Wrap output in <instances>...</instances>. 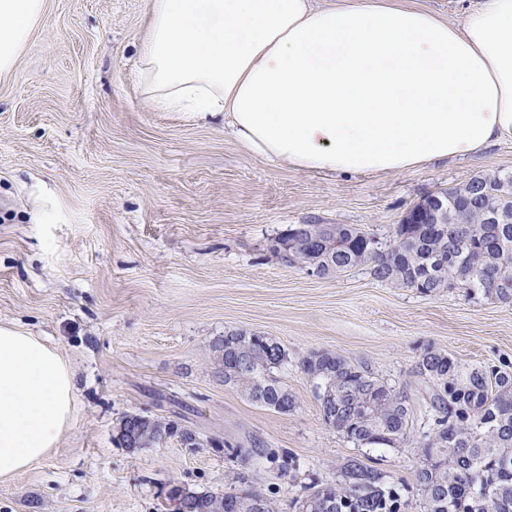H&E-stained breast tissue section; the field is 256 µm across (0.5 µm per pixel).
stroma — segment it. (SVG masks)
<instances>
[{
    "label": "stroma",
    "instance_id": "stroma-1",
    "mask_svg": "<svg viewBox=\"0 0 512 512\" xmlns=\"http://www.w3.org/2000/svg\"><path fill=\"white\" fill-rule=\"evenodd\" d=\"M149 23L150 0H45L0 75V324L56 348L77 374L70 428L0 483V512H171L177 486L247 488L275 512H299L307 486L335 483L351 461L397 484L408 512H426L415 473L434 411L416 363L432 346L465 367L512 365V303L463 288L422 294L366 265L320 277L275 245L294 224H350L390 242L427 195L512 173V138L405 172L275 164L223 125L151 107L138 73ZM230 331L285 348L273 375L290 412L225 383L213 345ZM313 350L407 397L402 447L360 448L326 424L298 365ZM129 415L177 433L129 451L118 438Z\"/></svg>",
    "mask_w": 512,
    "mask_h": 512
}]
</instances>
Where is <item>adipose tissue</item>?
<instances>
[{
    "label": "adipose tissue",
    "mask_w": 512,
    "mask_h": 512,
    "mask_svg": "<svg viewBox=\"0 0 512 512\" xmlns=\"http://www.w3.org/2000/svg\"><path fill=\"white\" fill-rule=\"evenodd\" d=\"M44 4L0 0V75ZM139 68L157 111L308 171L404 172L512 137V0L456 24L394 0H152ZM76 387L60 353L0 326V482L57 446Z\"/></svg>",
    "instance_id": "ef3b65f1"
}]
</instances>
